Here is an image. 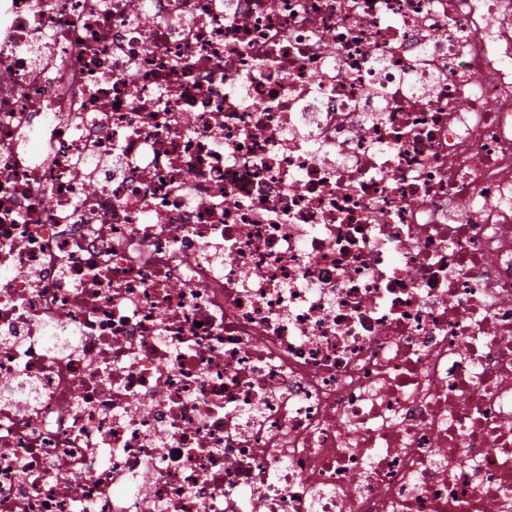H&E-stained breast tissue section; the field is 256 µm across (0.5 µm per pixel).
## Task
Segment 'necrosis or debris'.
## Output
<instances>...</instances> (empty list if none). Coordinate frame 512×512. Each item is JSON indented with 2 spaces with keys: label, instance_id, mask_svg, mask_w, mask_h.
I'll return each instance as SVG.
<instances>
[{
  "label": "necrosis or debris",
  "instance_id": "obj_1",
  "mask_svg": "<svg viewBox=\"0 0 512 512\" xmlns=\"http://www.w3.org/2000/svg\"><path fill=\"white\" fill-rule=\"evenodd\" d=\"M0 512H512V0H0Z\"/></svg>",
  "mask_w": 512,
  "mask_h": 512
}]
</instances>
